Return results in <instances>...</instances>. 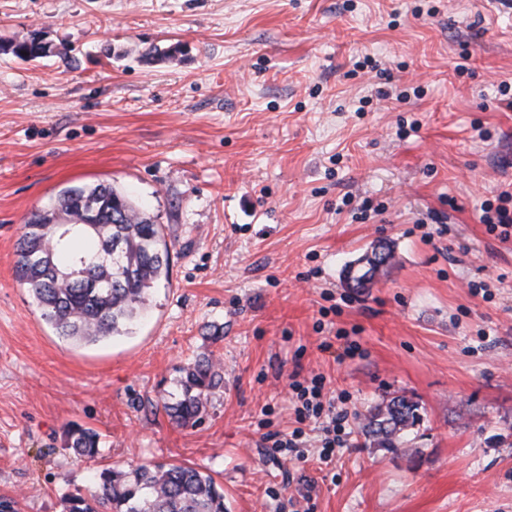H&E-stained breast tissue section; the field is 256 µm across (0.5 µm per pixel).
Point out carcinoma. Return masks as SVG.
<instances>
[{"label": "carcinoma", "instance_id": "cac0c4a2", "mask_svg": "<svg viewBox=\"0 0 512 512\" xmlns=\"http://www.w3.org/2000/svg\"><path fill=\"white\" fill-rule=\"evenodd\" d=\"M35 60L51 53L37 39L0 43V54ZM98 212L93 226H54L64 214L72 220ZM114 252L112 262L100 257ZM15 275L26 284L42 318L72 342L95 343L131 332L150 307L149 290L169 280L170 247L161 225L110 184L71 187L53 205L31 212L17 244ZM88 275L72 276L80 259ZM223 376L214 354H200L182 369L181 397L164 406L181 426L195 424L206 411L211 391ZM421 421L418 405L394 396L372 407L360 422L370 443L406 448L410 431ZM67 447L89 461L100 455V435L73 424ZM93 487L63 495L64 512H224V490L213 476L187 465H140L129 470L97 467Z\"/></svg>", "mask_w": 512, "mask_h": 512}]
</instances>
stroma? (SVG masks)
Instances as JSON below:
<instances>
[{"mask_svg":"<svg viewBox=\"0 0 512 512\" xmlns=\"http://www.w3.org/2000/svg\"><path fill=\"white\" fill-rule=\"evenodd\" d=\"M34 33L48 57L0 54V493L63 512L90 488L76 423L100 465L210 473L225 512H512V238L479 220L512 183V0H0V42ZM100 182L161 224L170 277L132 333L78 345L15 252ZM378 242L392 266L348 288ZM209 350L224 381L177 425ZM315 376L350 414L327 468L262 439ZM395 395L422 417L408 449L359 429ZM179 380L181 397L172 404L165 405L167 416L181 426L195 424L206 411L208 398L224 377L219 361L210 354H200L183 369ZM67 448L80 457L96 462L100 455V435L91 428L73 424L67 432Z\"/></svg>","mask_w":512,"mask_h":512,"instance_id":"stroma-1","label":"stroma"}]
</instances>
